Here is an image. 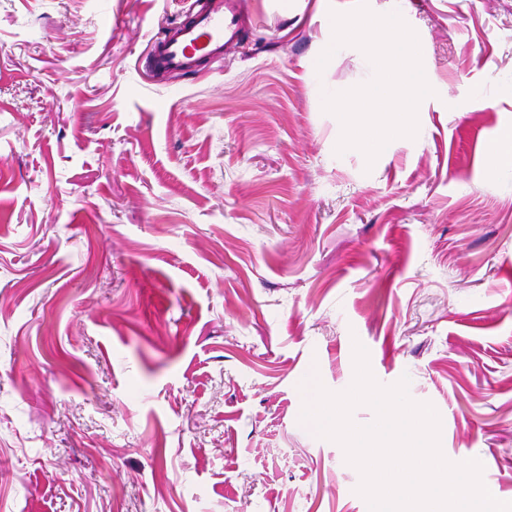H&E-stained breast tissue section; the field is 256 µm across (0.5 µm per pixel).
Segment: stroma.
I'll return each instance as SVG.
<instances>
[{
    "label": "stroma",
    "mask_w": 512,
    "mask_h": 512,
    "mask_svg": "<svg viewBox=\"0 0 512 512\" xmlns=\"http://www.w3.org/2000/svg\"><path fill=\"white\" fill-rule=\"evenodd\" d=\"M356 3L247 0L185 78L137 63L181 0H0V512H363L299 421L357 341L512 502V0H367L434 90L371 166L321 102L361 51L316 67ZM512 170V127L504 128L489 150L488 173L501 179Z\"/></svg>",
    "instance_id": "stroma-1"
}]
</instances>
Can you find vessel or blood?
Instances as JSON below:
<instances>
[{"label": "vessel or blood", "mask_w": 512, "mask_h": 512, "mask_svg": "<svg viewBox=\"0 0 512 512\" xmlns=\"http://www.w3.org/2000/svg\"><path fill=\"white\" fill-rule=\"evenodd\" d=\"M183 14L151 40L147 57L154 72L198 73L201 64L222 62L240 42L244 0H188Z\"/></svg>", "instance_id": "vessel-or-blood-1"}]
</instances>
